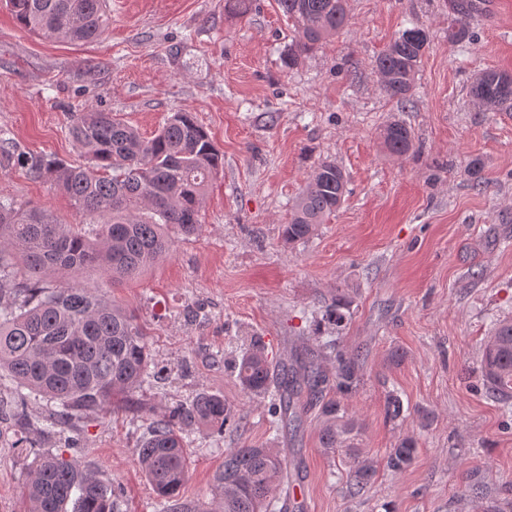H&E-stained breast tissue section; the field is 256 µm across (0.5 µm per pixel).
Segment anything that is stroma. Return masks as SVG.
Returning a JSON list of instances; mask_svg holds the SVG:
<instances>
[{
  "instance_id": "obj_1",
  "label": "stroma",
  "mask_w": 512,
  "mask_h": 512,
  "mask_svg": "<svg viewBox=\"0 0 512 512\" xmlns=\"http://www.w3.org/2000/svg\"><path fill=\"white\" fill-rule=\"evenodd\" d=\"M494 2L493 12L471 14V40L460 44L448 38V0H348L349 26L291 69L282 58L298 35L278 0H250L242 15L224 0H108L103 36L75 45L24 31L0 9V198L81 224L70 198L21 163L33 154L86 162L67 130L78 107L116 114L147 137L188 112L224 154L202 230L142 277L114 285L88 268L53 280L101 285L134 313L163 375L127 406L74 423L82 463L119 488L117 512H158L135 450L151 418L203 391L242 420L187 431L179 498L189 512H217L224 451L250 446L281 449L298 468L303 495L288 512H475L471 483L493 512H512V411L489 395L480 368L493 323L512 318V112L484 110L470 94L483 72H512V0ZM414 25L429 43L403 108L383 93L374 60ZM393 121L410 127L415 153L385 149ZM325 160L346 172L349 193L308 240L287 243L282 226ZM339 299L343 326L316 324ZM319 331L361 354L343 405L360 426L354 446L377 472L356 497L341 460L320 445L317 409L300 407L297 436L276 433L267 400L246 393L230 368L251 337L285 362ZM392 391L403 404L394 421ZM21 397L37 417L55 408L0 380V512H20L29 466L58 445L22 436L11 413ZM407 435L415 460L392 472L385 452Z\"/></svg>"
}]
</instances>
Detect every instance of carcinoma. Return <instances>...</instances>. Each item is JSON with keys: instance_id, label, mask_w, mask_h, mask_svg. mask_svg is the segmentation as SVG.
I'll return each instance as SVG.
<instances>
[{"instance_id": "obj_1", "label": "carcinoma", "mask_w": 512, "mask_h": 512, "mask_svg": "<svg viewBox=\"0 0 512 512\" xmlns=\"http://www.w3.org/2000/svg\"><path fill=\"white\" fill-rule=\"evenodd\" d=\"M6 8L28 32L66 43H88L108 27L104 0H4ZM299 30L288 48L286 66L320 48L336 36L350 18L341 0H278ZM457 26L450 37H469L465 19L476 10L473 0H453ZM428 44L420 27L407 28L377 56L374 67L386 76L383 92L400 104L410 100L419 64ZM471 96L487 110L512 106V74L489 71L471 87ZM68 133L86 149L89 165L56 158L30 156V177L63 190L85 216H104L92 235L55 222L46 212L22 210L0 200V268L17 255L24 282L13 285V297L0 303V373L30 392L56 402L43 419H33L20 400L16 416L22 429L64 442L73 419L103 417L119 399L149 381L162 380L151 370L147 334L137 318L108 300L100 288H51L46 279L56 273L98 267L116 284L139 276L170 253L169 231L189 237L201 231L200 212L206 190L224 168V157L207 131L187 112L168 117L151 138L94 109L69 113ZM387 149L396 155L413 147L411 130L402 122L382 132ZM348 193V181L336 163H320L307 178L291 209L282 237L304 241L333 215ZM334 350L336 377L312 354L299 366L274 362L257 339L235 369L243 389L269 396L273 429L298 431L300 417L292 412L294 395L306 391L310 405L322 418L320 444L324 452H343L347 458L349 492L359 494L376 475L373 461L348 447L356 429L339 415L341 401L357 387L355 355L336 349V341L321 344ZM482 370L489 392L512 401V319L499 321L484 344ZM335 396L327 397L330 392ZM240 422L237 410L224 397L199 393L153 419L136 448L138 462L163 505V512H188L178 499L188 456L183 433L196 425L222 428ZM417 441L404 437L386 453L387 467L404 470L414 460ZM288 473V460L273 448H228L224 466L214 477L222 512H273L274 493ZM117 489L99 472L74 457L51 448L28 469L26 512H115Z\"/></svg>"}]
</instances>
